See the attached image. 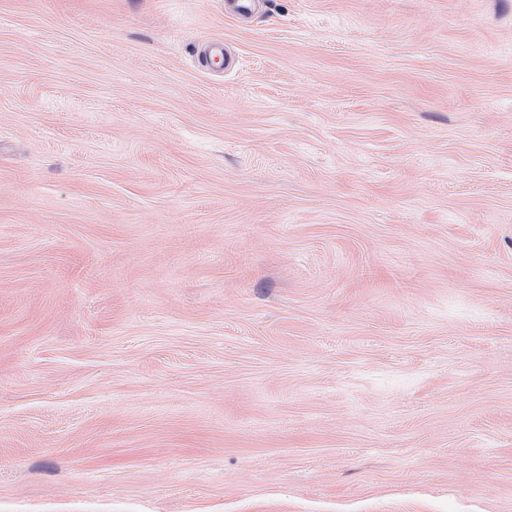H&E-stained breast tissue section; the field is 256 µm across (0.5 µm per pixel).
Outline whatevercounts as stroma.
I'll use <instances>...</instances> for the list:
<instances>
[{"mask_svg": "<svg viewBox=\"0 0 512 512\" xmlns=\"http://www.w3.org/2000/svg\"><path fill=\"white\" fill-rule=\"evenodd\" d=\"M0 512H512V0H0Z\"/></svg>", "mask_w": 512, "mask_h": 512, "instance_id": "35a3bbf8", "label": "stroma"}]
</instances>
